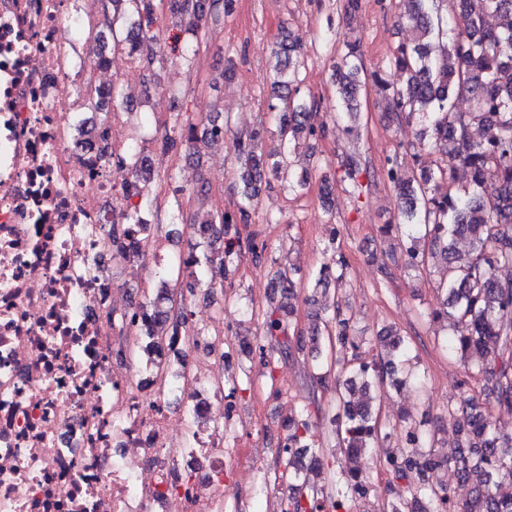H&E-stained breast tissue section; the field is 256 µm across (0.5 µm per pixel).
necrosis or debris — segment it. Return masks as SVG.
Instances as JSON below:
<instances>
[{
    "mask_svg": "<svg viewBox=\"0 0 512 512\" xmlns=\"http://www.w3.org/2000/svg\"><path fill=\"white\" fill-rule=\"evenodd\" d=\"M95 0H0V512H225L224 339L144 375L112 344L135 308L109 230L123 184L79 109L109 65Z\"/></svg>",
    "mask_w": 512,
    "mask_h": 512,
    "instance_id": "1",
    "label": "necrosis or debris"
}]
</instances>
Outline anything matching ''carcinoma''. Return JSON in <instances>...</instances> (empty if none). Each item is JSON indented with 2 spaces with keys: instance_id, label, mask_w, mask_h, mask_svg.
Instances as JSON below:
<instances>
[{
  "instance_id": "cac0c4a2",
  "label": "carcinoma",
  "mask_w": 512,
  "mask_h": 512,
  "mask_svg": "<svg viewBox=\"0 0 512 512\" xmlns=\"http://www.w3.org/2000/svg\"><path fill=\"white\" fill-rule=\"evenodd\" d=\"M124 4L105 24L112 32V51L131 59L153 60L151 43L160 31L154 0H112ZM229 0H168V10L177 19V33L165 38L164 52L192 66L208 29L224 19ZM402 18L411 23L412 42L398 47L391 64L405 79L383 83L387 110L406 123L417 122L432 129L437 143L445 146V160L406 171L390 161L385 175L400 200L399 225L407 230V265L422 266L429 257L445 261L440 286L445 299L431 317L445 322L450 334L444 340L448 354L465 363L469 376L478 377L489 397L490 408L481 411L470 398L448 408L457 434L454 447L440 454L416 455L397 448L381 467L390 476L384 491L389 512H404V505L426 501L422 512H512V495L500 493L512 481L509 440L498 433L492 410L512 413V0H453V15L444 18L435 11L436 0H404ZM274 77L270 83L268 109L276 120L280 150L267 156L259 151L261 133L253 131L239 141L237 161L243 168L244 202L239 221L248 223L254 198L268 177L273 176L290 191L303 188L310 170L294 168L292 143L317 135L310 123L318 103L301 93L298 72L302 53L295 41H281L275 50ZM363 71L356 43L345 44L340 63L333 65L336 77V118L357 111ZM468 93L471 108L456 110V99ZM109 124L98 128L101 151L107 162L126 167L131 178L123 188L121 223L112 225L110 245L134 255L131 239L147 228L143 217L150 206L152 164L134 144L126 153L114 155L108 142ZM189 115L178 113L172 127L164 130L158 147L164 154L189 152L201 156L204 146L224 142V125L211 120L202 133ZM234 218L226 214L200 222L198 232L207 239L188 242L179 255L178 269L190 281L179 288V299L169 288L161 289L150 304H143L139 328L158 352L160 336L176 337L193 316L184 293L196 288H224L228 266L244 253L261 258L258 246L243 244L227 229ZM466 240L471 256L462 262L456 243ZM347 263L340 256L320 267L314 289L340 285ZM273 287L288 304L266 314V343H245L243 350L259 353L269 367L271 354L290 349L288 318L298 297L293 272L286 267L274 272ZM353 316L336 303L331 311L314 316L308 335H299L297 347L310 344L319 373L316 385L327 387L336 376L338 412L333 416L336 437L345 457L355 460L374 447L384 431L371 405L372 387L400 386L413 376L410 342L388 329L378 337L380 351L366 361L364 341L351 334ZM315 424L309 409L288 418L287 443L279 449L286 458L290 494L280 512H361L375 490L371 477L355 470L336 476L335 486L315 478L324 464L314 440ZM455 470L469 497L458 501L443 486L428 482L426 473L439 467Z\"/></svg>"
}]
</instances>
